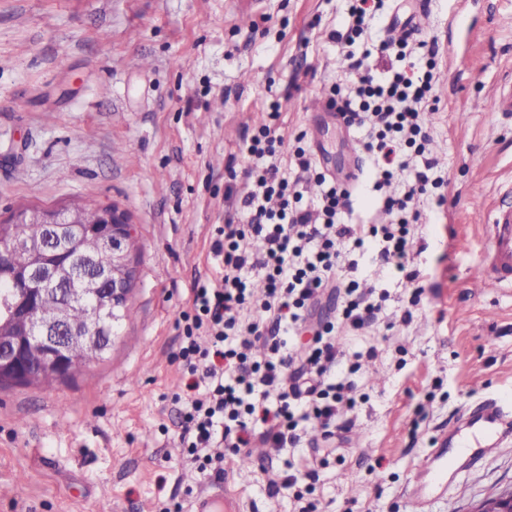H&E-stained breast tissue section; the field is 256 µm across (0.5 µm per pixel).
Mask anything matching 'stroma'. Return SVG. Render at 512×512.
Segmentation results:
<instances>
[{
  "instance_id": "35a3bbf8",
  "label": "stroma",
  "mask_w": 512,
  "mask_h": 512,
  "mask_svg": "<svg viewBox=\"0 0 512 512\" xmlns=\"http://www.w3.org/2000/svg\"><path fill=\"white\" fill-rule=\"evenodd\" d=\"M347 0H0V223L21 208L110 205L140 246L123 321L104 361L75 380L0 385V512H191L220 486L231 512H411V470L463 407L512 392V287L477 288L485 224L512 189V116L491 111L512 83V0H383L354 44L338 42ZM437 40L440 78L428 115L443 200L421 202L415 282L378 251H352L361 287L387 296L378 321L343 330L375 347L354 376L353 407L336 419L342 447L318 428L295 448L259 443L224 456L213 483L173 440L183 380L175 319L211 272L213 225L244 185L241 153L278 109L288 146L344 184L371 158L366 128L311 111L341 83L346 52L385 40L389 24ZM316 171V172H317ZM345 224H385L372 191L352 184ZM418 305H411L414 288ZM409 322H402L404 312ZM304 478L273 488L283 471ZM512 488V449L484 455L448 481L430 512H471Z\"/></svg>"
}]
</instances>
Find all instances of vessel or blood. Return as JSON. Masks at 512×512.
Instances as JSON below:
<instances>
[{
	"instance_id": "obj_1",
	"label": "vessel or blood",
	"mask_w": 512,
	"mask_h": 512,
	"mask_svg": "<svg viewBox=\"0 0 512 512\" xmlns=\"http://www.w3.org/2000/svg\"><path fill=\"white\" fill-rule=\"evenodd\" d=\"M486 260L479 270L485 285L512 286V201L499 203L487 226ZM459 420L469 433L460 440L466 448L467 466H474L485 451L512 446V402L486 399L464 409ZM448 490V450L441 447L420 459L409 480L408 499L414 512H428L435 493Z\"/></svg>"
}]
</instances>
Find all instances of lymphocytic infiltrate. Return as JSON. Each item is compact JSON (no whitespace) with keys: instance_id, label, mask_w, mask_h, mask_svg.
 Here are the masks:
<instances>
[{"instance_id":"f902f5d3","label":"lymphocytic infiltrate","mask_w":512,"mask_h":512,"mask_svg":"<svg viewBox=\"0 0 512 512\" xmlns=\"http://www.w3.org/2000/svg\"><path fill=\"white\" fill-rule=\"evenodd\" d=\"M377 52L395 58L396 67L378 73L363 59L353 60L340 111L368 128L363 149L374 165L367 178L382 192L394 222H338L350 194L327 184L321 173L315 176L324 186L317 207H291L295 188L273 162L283 145L275 123L259 126L243 148L244 155L269 163L247 170L240 207L214 229L210 253L224 286L215 290L198 278L187 309L175 320L181 336L175 358L187 378L184 392L173 397L182 408L179 446L203 475L224 474L223 453L214 452V445L239 456L258 441L292 445L307 423L332 430L337 415L352 406L350 375L358 371L360 357L375 356L376 349L348 352L336 330L375 323L382 305L373 289L344 279L345 244L361 249L381 243L386 263L407 280L418 277L411 268L418 203L445 179L433 175L434 164L427 161L400 196L385 189L427 152L439 47L385 41ZM254 274L266 288L259 305L250 289ZM325 288L345 292L338 322L309 319Z\"/></svg>"}]
</instances>
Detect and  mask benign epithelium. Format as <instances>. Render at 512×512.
Wrapping results in <instances>:
<instances>
[{
	"label": "benign epithelium",
	"instance_id": "benign-epithelium-1",
	"mask_svg": "<svg viewBox=\"0 0 512 512\" xmlns=\"http://www.w3.org/2000/svg\"><path fill=\"white\" fill-rule=\"evenodd\" d=\"M79 215L77 206L52 213L17 214L15 222L65 228L79 223ZM85 231L112 248V265L101 266L91 257L72 253L61 237L49 244L16 238L0 242V262L26 267L25 287L13 289L7 302L12 317L26 323V329L18 336L0 335V370L14 381H30L49 370L66 374L68 347L84 339L83 330L68 322L61 311L46 319L36 317L31 311L34 294L54 289L69 301L93 298L102 310L114 312L128 303L136 275L134 256L126 249V241L134 235L128 218L114 207ZM472 512H512V489L486 498Z\"/></svg>",
	"mask_w": 512,
	"mask_h": 512
}]
</instances>
